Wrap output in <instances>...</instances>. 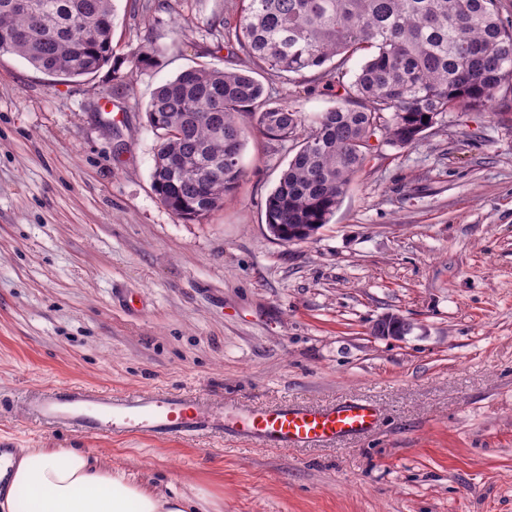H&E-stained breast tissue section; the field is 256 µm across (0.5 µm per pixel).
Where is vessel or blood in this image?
Segmentation results:
<instances>
[{
  "mask_svg": "<svg viewBox=\"0 0 512 512\" xmlns=\"http://www.w3.org/2000/svg\"><path fill=\"white\" fill-rule=\"evenodd\" d=\"M35 419L55 428L97 437L138 435L171 440L219 433L265 448H313L372 432L379 409L364 400L311 407L283 405L272 410L232 411L169 392L117 397L84 386L60 385L43 391L30 408Z\"/></svg>",
  "mask_w": 512,
  "mask_h": 512,
  "instance_id": "1",
  "label": "vessel or blood"
}]
</instances>
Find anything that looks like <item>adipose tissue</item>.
I'll list each match as a JSON object with an SVG mask.
<instances>
[{
    "instance_id": "obj_1",
    "label": "adipose tissue",
    "mask_w": 512,
    "mask_h": 512,
    "mask_svg": "<svg viewBox=\"0 0 512 512\" xmlns=\"http://www.w3.org/2000/svg\"><path fill=\"white\" fill-rule=\"evenodd\" d=\"M208 498L130 478L86 448H23L0 512H201Z\"/></svg>"
}]
</instances>
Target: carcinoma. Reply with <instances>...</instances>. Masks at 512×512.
Returning a JSON list of instances; mask_svg holds the SVG:
<instances>
[{"instance_id": "cac0c4a2", "label": "carcinoma", "mask_w": 512, "mask_h": 512, "mask_svg": "<svg viewBox=\"0 0 512 512\" xmlns=\"http://www.w3.org/2000/svg\"><path fill=\"white\" fill-rule=\"evenodd\" d=\"M211 27L235 58L230 69L192 68L155 89L146 108L161 139L152 187L176 216L199 221L224 205L242 177L248 135L296 141L298 150L265 201L266 226L283 243L329 223L363 170L371 140L403 149L448 112L482 111L512 93V20L501 0H233ZM114 0H0V52L52 77L91 75L114 57ZM368 53L355 74L346 64ZM142 45L130 71L153 62ZM311 79L341 101L305 124L293 104L271 105L258 72ZM376 336L409 324L380 318Z\"/></svg>"}]
</instances>
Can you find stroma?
<instances>
[{
    "mask_svg": "<svg viewBox=\"0 0 512 512\" xmlns=\"http://www.w3.org/2000/svg\"><path fill=\"white\" fill-rule=\"evenodd\" d=\"M117 66L59 81L0 53V448H87L216 512H512V106L384 139L329 224L274 240L292 142L250 134L223 208L184 221L151 186L153 91L233 58L230 0H115ZM153 43L152 65L126 56ZM304 118L337 99L262 75ZM396 312L402 341L371 335ZM159 390L227 409L357 398L378 428L323 448L90 437L26 419L30 393Z\"/></svg>",
    "mask_w": 512,
    "mask_h": 512,
    "instance_id": "obj_1",
    "label": "stroma"
}]
</instances>
